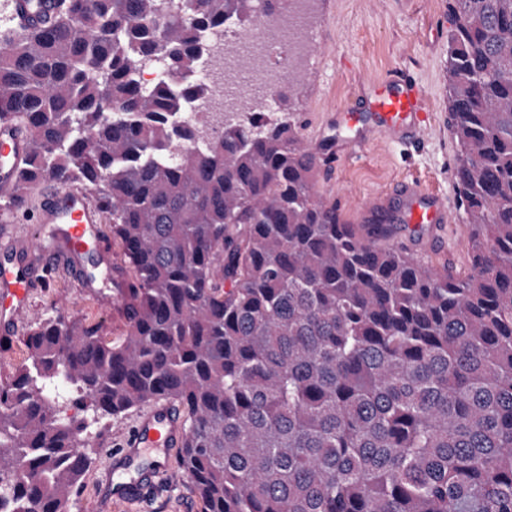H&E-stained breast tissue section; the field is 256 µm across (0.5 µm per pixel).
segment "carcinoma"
<instances>
[{"label": "carcinoma", "instance_id": "1", "mask_svg": "<svg viewBox=\"0 0 512 512\" xmlns=\"http://www.w3.org/2000/svg\"><path fill=\"white\" fill-rule=\"evenodd\" d=\"M256 0H56L0 29V122L24 125L18 201L52 178L98 193L135 287L109 343L63 316L0 377V512H68L83 433L158 399L202 512H512V0H448L466 275L347 224L288 100L201 118L173 78ZM75 388L82 417L60 416Z\"/></svg>", "mask_w": 512, "mask_h": 512}]
</instances>
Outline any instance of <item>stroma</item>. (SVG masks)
I'll return each instance as SVG.
<instances>
[{"label":"stroma","instance_id":"35a3bbf8","mask_svg":"<svg viewBox=\"0 0 512 512\" xmlns=\"http://www.w3.org/2000/svg\"><path fill=\"white\" fill-rule=\"evenodd\" d=\"M448 5L446 0H316L301 28L305 50L296 61L304 78L291 96L290 111L306 144L342 143L346 156L333 169L319 168L316 191L343 206L358 209L402 180L420 181L429 191L454 202L453 223L428 227H397L393 239L432 269L467 274L470 226L458 203L454 182L457 145L449 123ZM413 74L426 91L431 127L423 142L406 147L376 139L364 147L351 143L349 129L337 126V113L352 108L365 84L381 81L393 71ZM112 279L99 270L91 288L76 287L69 278L32 297L27 323L64 316L96 327L104 340L123 337L126 321L101 301L111 293ZM137 412L103 419L86 435L93 458L82 484L73 490L68 512H201V503L178 464L142 469L140 463L107 459L104 450L121 443ZM135 483L128 495L118 484Z\"/></svg>","mask_w":512,"mask_h":512}]
</instances>
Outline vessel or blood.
I'll return each instance as SVG.
<instances>
[{"instance_id": "vessel-or-blood-1", "label": "vessel or blood", "mask_w": 512, "mask_h": 512, "mask_svg": "<svg viewBox=\"0 0 512 512\" xmlns=\"http://www.w3.org/2000/svg\"><path fill=\"white\" fill-rule=\"evenodd\" d=\"M422 88L405 73L370 85L357 98L352 111L342 113V126L354 130V144L363 145L382 137L392 142L411 141L425 135L430 121L423 112ZM28 135L22 128L0 125V198H14L16 177L28 154ZM32 221L52 228L56 259L32 260L33 243L13 237L10 224L0 225V337L10 338L18 329L34 291L50 287L62 270L77 274L80 287H88L85 275L76 271V260L97 250L112 271L117 311L127 309L130 279L111 239L101 227L104 211L95 197L81 185L69 190L41 187ZM393 210L404 224L441 226L451 223L453 212L446 197L426 190L419 182L403 181L387 194L374 199L365 214ZM184 435L179 416L168 404L154 406L132 428L118 451L128 458L147 448L179 446Z\"/></svg>"}]
</instances>
